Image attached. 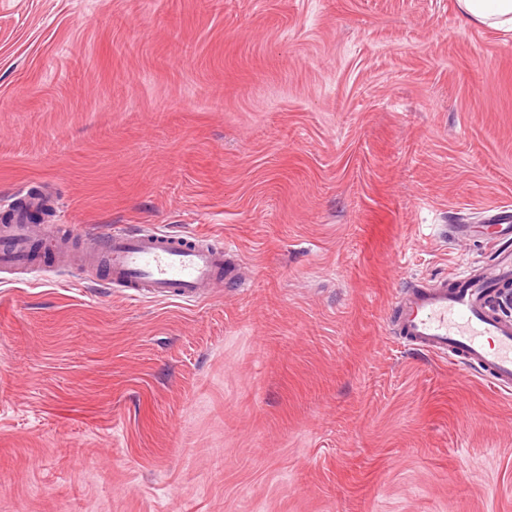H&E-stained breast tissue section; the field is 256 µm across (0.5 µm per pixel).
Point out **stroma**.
I'll use <instances>...</instances> for the list:
<instances>
[{
  "label": "stroma",
  "instance_id": "stroma-1",
  "mask_svg": "<svg viewBox=\"0 0 512 512\" xmlns=\"http://www.w3.org/2000/svg\"><path fill=\"white\" fill-rule=\"evenodd\" d=\"M0 512H512V393L390 336L491 259L512 32L457 0H0ZM223 242L199 303L50 271L61 225ZM13 220L6 236L0 239V271L32 264V226L23 223L24 212L12 211Z\"/></svg>",
  "mask_w": 512,
  "mask_h": 512
}]
</instances>
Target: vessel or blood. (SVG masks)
Segmentation results:
<instances>
[{"mask_svg":"<svg viewBox=\"0 0 512 512\" xmlns=\"http://www.w3.org/2000/svg\"><path fill=\"white\" fill-rule=\"evenodd\" d=\"M492 266L467 269L451 282L400 289L386 322L409 347L448 357L500 389L512 390V318L500 309L512 300V212L487 220ZM90 265L107 274L108 286L137 297L200 302L221 282L224 248L200 235L112 228L86 249ZM32 263V227L13 214L0 237V271Z\"/></svg>","mask_w":512,"mask_h":512,"instance_id":"vessel-or-blood-1","label":"vessel or blood"}]
</instances>
